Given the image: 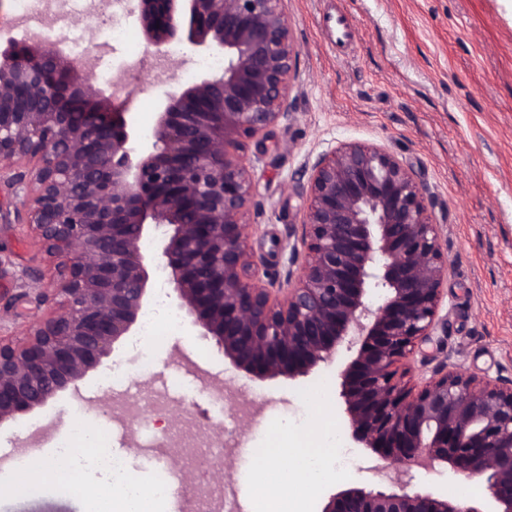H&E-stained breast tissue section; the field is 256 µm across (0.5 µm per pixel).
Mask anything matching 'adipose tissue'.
Segmentation results:
<instances>
[{
  "label": "adipose tissue",
  "instance_id": "adipose-tissue-1",
  "mask_svg": "<svg viewBox=\"0 0 512 512\" xmlns=\"http://www.w3.org/2000/svg\"><path fill=\"white\" fill-rule=\"evenodd\" d=\"M326 455L323 448L283 444L268 449L257 467L258 485L267 491L265 512H305L315 487L330 477L324 464ZM111 477L110 469L79 455L65 456L54 465L37 455L13 474L11 486L17 492L32 493L48 478L67 488L79 485L81 495L92 500L95 512H158L159 500L152 489L139 485L112 493L106 485Z\"/></svg>",
  "mask_w": 512,
  "mask_h": 512
}]
</instances>
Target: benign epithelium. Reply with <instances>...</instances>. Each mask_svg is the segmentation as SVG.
Masks as SVG:
<instances>
[{"label": "benign epithelium", "instance_id": "benign-epithelium-1", "mask_svg": "<svg viewBox=\"0 0 512 512\" xmlns=\"http://www.w3.org/2000/svg\"><path fill=\"white\" fill-rule=\"evenodd\" d=\"M285 0H131L154 53L178 39L224 53L222 73L165 92L138 140L125 103L46 36L0 51V164L53 277L23 272L6 305L49 310L0 340V424L30 413L113 355L152 297L159 260L189 325L258 380L300 383L340 352V411L384 461L377 481L320 512H484L412 484L445 464L512 512V377L443 362L411 376L437 323L448 256L413 173L386 149L345 142L310 167L299 271L271 279L250 247L248 142L289 110L297 47ZM154 238L147 255L143 241Z\"/></svg>", "mask_w": 512, "mask_h": 512}]
</instances>
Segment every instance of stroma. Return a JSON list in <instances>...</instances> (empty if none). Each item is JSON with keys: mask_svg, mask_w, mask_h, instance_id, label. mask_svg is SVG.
Instances as JSON below:
<instances>
[{"mask_svg": "<svg viewBox=\"0 0 512 512\" xmlns=\"http://www.w3.org/2000/svg\"><path fill=\"white\" fill-rule=\"evenodd\" d=\"M285 8L298 49L297 79L289 90L287 118L272 126L262 148L248 154L253 252L273 279L299 270L303 259L292 256L290 246L301 234L315 158L342 142L383 146L422 187L448 255L440 322L431 342L411 355L414 374L445 361L477 377L512 375V0H286ZM71 31L80 47L96 45L99 60L114 67L125 61L126 44L87 17L77 2L71 6ZM139 51L137 70L121 86L108 84L104 91L129 99L132 121L145 138L168 85L155 76L151 47L143 43ZM167 53L179 65L180 82L214 72L209 62L215 52L175 41ZM21 208L13 202L0 217V292L7 296L26 268L52 270L28 226L17 223ZM138 342V336L128 337L114 356L88 372L80 383L91 396L84 407L65 392L0 425V458L17 452L36 424L49 421L62 429L78 417L89 431L110 434L111 451L125 454L135 481L149 486L169 476V462L145 449L158 429L155 415L142 413L129 426L113 424L112 396L98 384L117 365L128 374L123 389L130 394L154 392L180 378L171 392L174 416L194 413L217 442L232 431L247 447L260 448L272 427L285 422L320 447L324 425L344 426L336 364L320 365L298 386L284 379L260 381L184 324L166 343L150 347L144 370L135 358ZM176 348L207 370L210 384L222 385L223 401L172 359ZM320 384L326 391L321 407L296 405L300 389ZM257 394L267 399L263 418L240 428L234 402ZM350 453L345 467L327 458L337 478L320 487L311 512L339 490L370 481L377 454L356 447ZM89 510L87 499L59 486L20 494L0 483V512Z\"/></svg>", "mask_w": 512, "mask_h": 512, "instance_id": "35a3bbf8", "label": "stroma"}]
</instances>
